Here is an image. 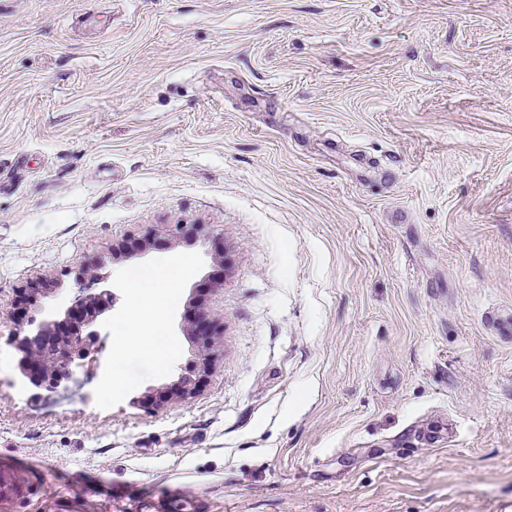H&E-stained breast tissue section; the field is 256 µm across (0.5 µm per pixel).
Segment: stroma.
<instances>
[{
    "mask_svg": "<svg viewBox=\"0 0 512 512\" xmlns=\"http://www.w3.org/2000/svg\"><path fill=\"white\" fill-rule=\"evenodd\" d=\"M185 223L209 243L112 253ZM161 256L190 268L173 351L113 390L121 275ZM81 261L121 288L95 361L23 392L17 290L75 296ZM492 313L512 0H0V512H512Z\"/></svg>",
    "mask_w": 512,
    "mask_h": 512,
    "instance_id": "stroma-1",
    "label": "stroma"
}]
</instances>
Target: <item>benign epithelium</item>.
<instances>
[{
	"label": "benign epithelium",
	"mask_w": 512,
	"mask_h": 512,
	"mask_svg": "<svg viewBox=\"0 0 512 512\" xmlns=\"http://www.w3.org/2000/svg\"><path fill=\"white\" fill-rule=\"evenodd\" d=\"M183 240L191 245L205 243L209 238L203 224H169L162 231H147L140 240L139 253H144L151 239L159 233ZM98 264L79 263L76 282L79 294L59 302L48 317L40 319L36 314L26 322L16 323L13 337L21 373L31 384L46 391H53L74 374V369L93 359L98 352V326L106 314L119 301L112 288H97L105 281ZM48 293L46 285L31 283L19 291L17 302L36 312L41 310L40 298Z\"/></svg>",
	"instance_id": "1"
}]
</instances>
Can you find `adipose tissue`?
I'll return each instance as SVG.
<instances>
[{"instance_id": "ef3b65f1", "label": "adipose tissue", "mask_w": 512, "mask_h": 512, "mask_svg": "<svg viewBox=\"0 0 512 512\" xmlns=\"http://www.w3.org/2000/svg\"><path fill=\"white\" fill-rule=\"evenodd\" d=\"M186 271L184 264L162 258L154 265L152 274H129L127 286L134 314L117 332L115 343L119 351H127L133 345L147 362L157 360L163 335L159 317L174 301Z\"/></svg>"}]
</instances>
